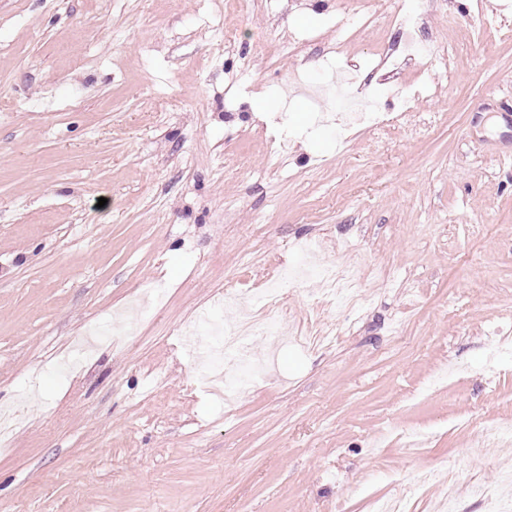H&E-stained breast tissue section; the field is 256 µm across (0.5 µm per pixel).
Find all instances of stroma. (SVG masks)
Segmentation results:
<instances>
[{
  "mask_svg": "<svg viewBox=\"0 0 512 512\" xmlns=\"http://www.w3.org/2000/svg\"><path fill=\"white\" fill-rule=\"evenodd\" d=\"M398 3L0 0V512H370L426 471L417 512L452 476L484 512L512 473L470 452L512 420V0H416V62L383 56ZM337 66L385 126L294 96ZM307 246L365 306L329 346L253 338L261 374L209 393L187 327ZM286 290L329 330L321 281Z\"/></svg>",
  "mask_w": 512,
  "mask_h": 512,
  "instance_id": "obj_1",
  "label": "stroma"
}]
</instances>
